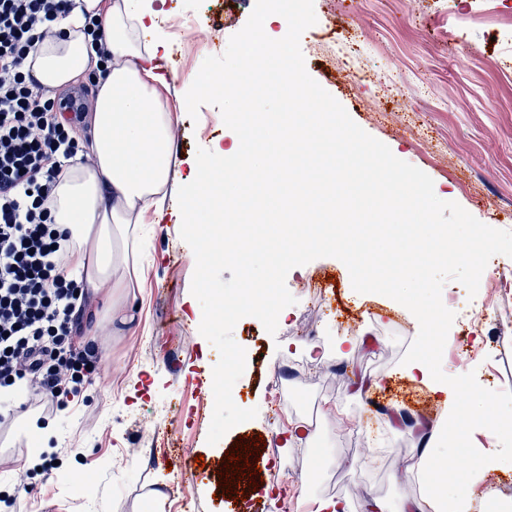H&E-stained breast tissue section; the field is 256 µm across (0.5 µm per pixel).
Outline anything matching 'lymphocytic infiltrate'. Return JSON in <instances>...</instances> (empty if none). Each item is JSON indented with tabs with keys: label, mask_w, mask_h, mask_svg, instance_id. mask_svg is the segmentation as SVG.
<instances>
[{
	"label": "lymphocytic infiltrate",
	"mask_w": 512,
	"mask_h": 512,
	"mask_svg": "<svg viewBox=\"0 0 512 512\" xmlns=\"http://www.w3.org/2000/svg\"><path fill=\"white\" fill-rule=\"evenodd\" d=\"M75 0H0V386L29 383L33 401L58 403L97 368L96 342L74 346L89 293L70 278L69 234L50 202L75 125L57 119L70 96L36 83L30 60Z\"/></svg>",
	"instance_id": "obj_1"
}]
</instances>
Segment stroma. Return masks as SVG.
Instances as JSON below:
<instances>
[{"label": "stroma", "instance_id": "1", "mask_svg": "<svg viewBox=\"0 0 512 512\" xmlns=\"http://www.w3.org/2000/svg\"><path fill=\"white\" fill-rule=\"evenodd\" d=\"M255 0H165L164 19L195 24L189 47L172 43L168 101L204 59L222 54L246 24ZM317 22L301 36L309 75L352 120L399 159L429 175L436 196L458 202L482 223L512 230V0H314ZM180 114L174 131L167 202L180 200L186 158L230 147L233 131ZM142 267L135 321L104 324L93 383L41 410L53 428L44 472L31 473L27 512H148L149 490L167 493L165 512H298L312 498L363 512L373 496L418 498L410 468L424 426H438L448 405L404 376L400 360L418 333L395 300L359 294L346 265L316 259L292 269L295 297L276 334L253 317L233 330L248 361L234 403L257 409L217 444L206 441L212 411L189 397L202 378L211 391L217 350L198 331L201 307L189 295L190 247L174 230H154ZM496 276L482 274L476 296L447 282L455 312L442 358L447 375L475 372L487 389L512 391V258L497 255ZM333 278V291L311 285ZM379 393L382 408L370 402ZM23 401L0 387V499L14 495L32 449L20 432ZM248 446L262 479L226 481L228 453ZM153 448L146 465L125 449ZM203 462H196V455ZM243 494L241 502L231 492Z\"/></svg>", "mask_w": 512, "mask_h": 512}]
</instances>
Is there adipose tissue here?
Listing matches in <instances>:
<instances>
[{
  "label": "adipose tissue",
  "mask_w": 512,
  "mask_h": 512,
  "mask_svg": "<svg viewBox=\"0 0 512 512\" xmlns=\"http://www.w3.org/2000/svg\"><path fill=\"white\" fill-rule=\"evenodd\" d=\"M164 3L82 0L81 8L55 20L62 37L45 41L34 58L33 74L43 86L57 87L83 75L97 61L85 32L91 20L101 25L111 53L97 77L86 155L63 168L52 204L55 223L71 233L73 272L94 293L108 285L140 287L146 225L194 230L217 194L224 197L223 220H232L235 200L218 178L221 171L242 161L264 170L281 161L277 155L246 154L237 142L195 156L187 162L180 206H167L174 120L162 94L169 83L158 71L171 48L160 24ZM468 450L480 461L468 475V493L451 496L440 483H429L415 504L417 512H473L475 499L493 501V490L483 484L493 455L474 439Z\"/></svg>",
  "instance_id": "obj_1"
}]
</instances>
